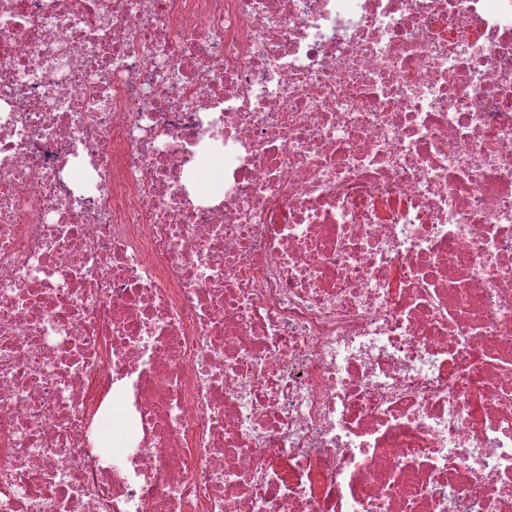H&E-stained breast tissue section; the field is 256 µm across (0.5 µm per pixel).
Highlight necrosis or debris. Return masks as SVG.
I'll return each mask as SVG.
<instances>
[{
    "instance_id": "necrosis-or-debris-1",
    "label": "necrosis or debris",
    "mask_w": 512,
    "mask_h": 512,
    "mask_svg": "<svg viewBox=\"0 0 512 512\" xmlns=\"http://www.w3.org/2000/svg\"><path fill=\"white\" fill-rule=\"evenodd\" d=\"M0 512H512V0H0Z\"/></svg>"
}]
</instances>
